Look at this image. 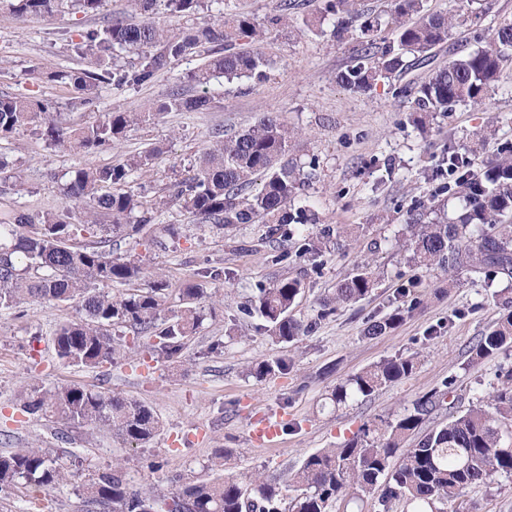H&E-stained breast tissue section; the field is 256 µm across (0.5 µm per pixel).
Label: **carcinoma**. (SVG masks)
<instances>
[{
	"instance_id": "cac0c4a2",
	"label": "carcinoma",
	"mask_w": 512,
	"mask_h": 512,
	"mask_svg": "<svg viewBox=\"0 0 512 512\" xmlns=\"http://www.w3.org/2000/svg\"><path fill=\"white\" fill-rule=\"evenodd\" d=\"M104 0H9L18 16L50 17L66 7L96 13ZM156 0H128L130 12L143 17L135 23L113 20L90 29L72 45L80 57L90 53L97 61L112 60L117 50H129L137 62L115 68L108 75L90 70H32L39 79L73 86L72 106L93 111L98 87L108 77L117 85L149 81L168 60L213 45L203 67L188 75L196 86L208 83L216 72L228 80L267 78L272 60L261 51L243 45L263 41L268 23L249 14L230 12L212 22L194 23L177 31L153 17ZM202 0H166L167 10L193 20ZM479 14L465 5L458 12H426L423 0H390L380 13L360 8L359 0H323L316 21L325 23L342 40L353 37L358 54L337 76L346 89L367 94L401 72L409 56L423 62L434 49L448 43L456 24ZM391 31L393 40L383 36ZM512 63V19L500 23L480 48L463 53L435 70L414 91L415 121L423 125L439 112L459 104L479 105ZM211 99L206 94L175 93L169 100L142 112H106L82 124L63 125L48 105L23 97L0 98V138L34 122L49 143L78 153L91 154L112 144L146 121L152 112L175 109L201 112ZM299 133L279 115L266 113L254 125L234 136L216 133L188 174L173 184L183 208L201 223L267 225L269 238L302 236L304 250L318 254L321 241L305 225L312 221L303 207L294 208L305 183L316 170L297 160ZM157 149L139 154L122 164L78 168L66 185V205L60 211L14 207L0 211V311H21L32 299L81 303L83 317L60 326L55 350L62 362L93 368L122 355V344L112 339L109 327L128 324L151 339L150 350L158 358L174 361L215 303L203 305L204 290L195 284L179 289V308L161 317L170 296L163 278L149 287H137L146 269L134 259L112 256L111 236L143 234L151 223L149 209L131 190L122 189L133 171L146 168ZM437 172L454 176L458 209L451 220H424L409 214L403 246L416 268H439L448 273V286L467 272L490 282L512 280V144L482 169L457 154L442 157ZM261 187L244 194L256 178ZM96 228L104 236L93 245L77 242L79 233ZM374 273L356 269L336 284L324 302L322 315L364 299L374 288ZM97 284L120 285L112 295ZM302 279L283 278L261 290L254 306L264 321L263 329L277 342H290L309 332L294 318L293 307L302 293ZM502 317L468 349V362L477 364L512 348V295H498ZM414 305L366 322L364 335L382 336L395 329ZM416 358L398 355L384 359L336 386L332 401L345 405L365 401L376 391L410 376ZM284 359L262 360L248 369L255 378L283 374ZM453 379L419 397L413 411L395 420L381 419L363 427L336 448H322L307 455L281 484L258 474L243 484L235 477L181 483L165 498L166 512H332L347 506L346 497L377 498L381 512H464L465 494L488 486L494 477L512 476V369L502 373L499 385L487 400L466 410L448 411V422L423 428L440 403L450 394ZM17 409L40 413L72 429L98 424L130 444H146L159 430V419L147 405L93 391L81 385L45 390L30 384L20 393ZM411 447H406L407 441ZM73 485L80 490L88 512H148L159 502L155 493L129 489L119 466L96 477L81 480V473L59 462L55 448H19L0 454V490L12 486L49 491Z\"/></svg>"
}]
</instances>
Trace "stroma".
<instances>
[{
    "label": "stroma",
    "instance_id": "35a3bbf8",
    "mask_svg": "<svg viewBox=\"0 0 512 512\" xmlns=\"http://www.w3.org/2000/svg\"><path fill=\"white\" fill-rule=\"evenodd\" d=\"M201 19L244 11L259 20L287 14L290 23L269 28L259 49L273 65L266 81L214 77L207 87L212 104L202 112H160L112 149L83 155L49 144L33 128H21L0 140V153L13 164L19 182L0 189V210L22 205L32 210L63 207V187L75 169L118 164L129 156L157 148L149 169L134 173L131 189L153 204L154 224H176L178 237L156 235L150 246L116 237L112 253L135 256L149 272L160 273L181 288L196 283L216 301L183 351L170 365L153 355L145 337L125 325L111 329L124 345L122 357L95 369L68 366L55 354L53 338L60 324L79 317L78 301H33L23 313L0 311V453L17 448H55L62 462L84 478L121 463L131 489L169 490L173 480L197 481L233 476L246 480L255 472L278 476L308 454L329 448L380 418L408 413L418 397L453 379L450 394L457 407L486 399L501 370L512 368V351L471 366L466 352L499 317L495 295L511 283L486 284L462 274L456 283L436 268H415L400 240L409 210L443 207L454 213L457 201L444 178L431 172L443 155L457 151L472 167L494 159L503 143H512V68L482 105H457L435 115L427 127L412 120L414 98L398 87L417 86L455 53L482 46L496 25L512 19V0H474L479 22L457 25L447 44L429 62H410L389 83L357 94L337 81L358 44L331 32L298 33L295 25L314 20L322 0H204ZM126 0H106L102 11L76 10L52 18L20 17L0 2V96L27 97L49 104L60 121L81 122L73 109V87L32 78L30 71L94 69L93 56L69 48L81 34L107 20L130 19ZM205 60L196 52L173 60L150 82L99 86L98 113L140 112L178 89L190 90V72ZM267 112L279 113L300 131L297 155L317 159L302 204L316 217L313 232L333 228L320 254L304 252L298 239H267L265 225L232 224L217 229L200 224L178 203L168 187L185 175L214 133L234 135ZM490 136L479 137L482 128ZM163 208H156V201ZM370 265L376 285L356 304L320 316L336 284L361 265ZM305 276L306 288L293 309L311 330L293 342H273L247 309L260 294L284 277ZM416 309L394 330L376 337L363 333L365 323L391 313L406 301ZM221 351H214V344ZM416 355L408 378L374 393L368 400L334 407L336 385L383 359ZM291 361L287 373L265 380L249 377V365L261 360ZM45 388L83 385L148 404L162 423L148 444L134 447L110 430L88 425L70 431L67 442L55 436L59 424L44 416H24L15 408L29 383ZM284 412L289 427L270 448L252 443L248 424L265 411ZM222 468H212L217 453ZM472 512H512V477H496L490 486L471 489ZM71 486L43 493L31 505L24 488L0 491V512H86Z\"/></svg>",
    "mask_w": 512,
    "mask_h": 512
}]
</instances>
